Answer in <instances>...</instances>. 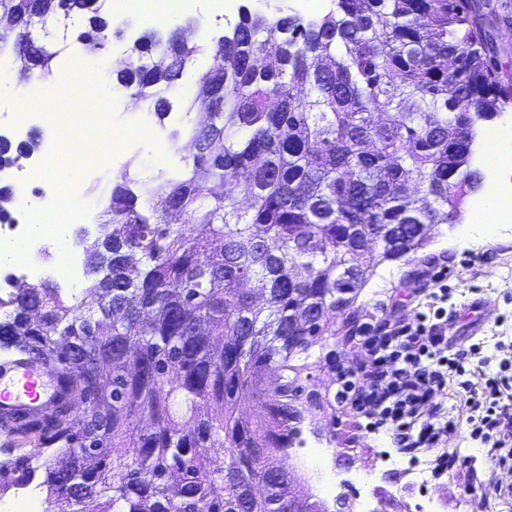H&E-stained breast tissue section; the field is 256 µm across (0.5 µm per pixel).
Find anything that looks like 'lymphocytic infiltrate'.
Instances as JSON below:
<instances>
[{"label": "lymphocytic infiltrate", "mask_w": 512, "mask_h": 512, "mask_svg": "<svg viewBox=\"0 0 512 512\" xmlns=\"http://www.w3.org/2000/svg\"><path fill=\"white\" fill-rule=\"evenodd\" d=\"M444 272L423 311L396 316L354 332L361 359L337 368L336 400L362 421L366 433H389L397 450L436 449L434 475L459 459L446 449L457 425L445 407L448 386H456L468 411L472 440L487 445L493 457L512 458V357L491 364L481 344L463 345L448 334V290ZM477 373L479 382L468 380Z\"/></svg>", "instance_id": "obj_1"}]
</instances>
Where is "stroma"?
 Returning <instances> with one entry per match:
<instances>
[{
  "mask_svg": "<svg viewBox=\"0 0 512 512\" xmlns=\"http://www.w3.org/2000/svg\"><path fill=\"white\" fill-rule=\"evenodd\" d=\"M480 26L481 38L491 57L497 79L506 99L502 112L491 120L494 128L512 123V0H470ZM138 6L107 18V38L103 48L91 51L74 44L61 50L53 63V76L70 79L71 61L92 58L100 85L106 91L104 110L109 119L101 123L90 118L70 134L71 152L67 163L77 168L80 184L90 204L92 220L86 225L83 242L72 248L77 264H85L86 245L103 237L111 188L116 179L127 177L136 195H148L152 205H162L168 192V180L180 177L184 170V146L190 145L193 132L203 123V113L189 107L198 84L197 72L214 64L213 47L225 31L224 20L210 8V0H196L188 14L156 10L162 22V34H170L188 23L208 29L206 50L195 68L185 69L170 87L158 90L168 110L157 116L154 106L132 99L118 88L113 63L134 49L135 39L128 29L138 18ZM16 100L0 104V137L12 146L27 144L31 154H39L49 139L51 129L38 121L29 122L27 134L17 137L8 115L17 111ZM477 214L470 204H463L455 224L435 227L424 249L400 261L379 265L363 288L353 311L337 315V335L328 337L311 351V369L304 372L302 386L309 392L331 399L337 390L338 363L359 359L349 336L362 321H377L392 308L412 313L431 289L430 275L438 266L447 268L448 296L455 312L448 315V333L463 343H482L486 355L512 354V230L499 231L496 238L470 250L458 251L450 244L455 226L477 225ZM482 300L491 307L489 315L476 319L472 301ZM448 417L455 421L457 433L449 451L467 458L463 467L449 469L442 477L421 485L410 466L414 454L393 453V462H383L390 451L385 435L365 433L353 412L340 408L313 410L304 424V447L296 456L284 459L305 491L323 496L329 479H342L338 494L348 500L370 494L389 501V512H419L426 499H433L437 512H512V467L495 465L487 449L469 436L466 410L462 400L448 397Z\"/></svg>",
  "mask_w": 512,
  "mask_h": 512,
  "instance_id": "1",
  "label": "stroma"
}]
</instances>
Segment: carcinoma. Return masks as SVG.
Wrapping results in <instances>:
<instances>
[{
	"label": "carcinoma",
	"mask_w": 512,
	"mask_h": 512,
	"mask_svg": "<svg viewBox=\"0 0 512 512\" xmlns=\"http://www.w3.org/2000/svg\"><path fill=\"white\" fill-rule=\"evenodd\" d=\"M104 0H0L25 28L20 63L40 78L58 49L27 28L49 12ZM321 17L243 11L217 43L191 107L209 123L162 214L112 189L107 264L65 297L46 282L0 297V349L81 377V418L49 417L41 447L0 462V485L43 472L49 512H283L309 498L274 456L301 444L313 400L299 396L301 355L336 335L382 261L422 248L481 185L475 126L504 103L467 0H332ZM156 52L157 69L141 63ZM201 47L184 28L115 62L119 86L148 101ZM250 210L238 207L239 197ZM386 224L403 233L368 244ZM258 400L235 413L239 395ZM213 404L224 407L215 415ZM149 428H139L142 416ZM222 448L226 467L205 453ZM266 493L251 496L254 484Z\"/></svg>",
	"instance_id": "carcinoma-1"
}]
</instances>
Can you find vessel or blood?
Masks as SVG:
<instances>
[{
  "mask_svg": "<svg viewBox=\"0 0 512 512\" xmlns=\"http://www.w3.org/2000/svg\"><path fill=\"white\" fill-rule=\"evenodd\" d=\"M61 392L59 373L37 357L0 364V434L10 437L13 418L34 410L46 413Z\"/></svg>",
  "mask_w": 512,
  "mask_h": 512,
  "instance_id": "vessel-or-blood-1",
  "label": "vessel or blood"
}]
</instances>
